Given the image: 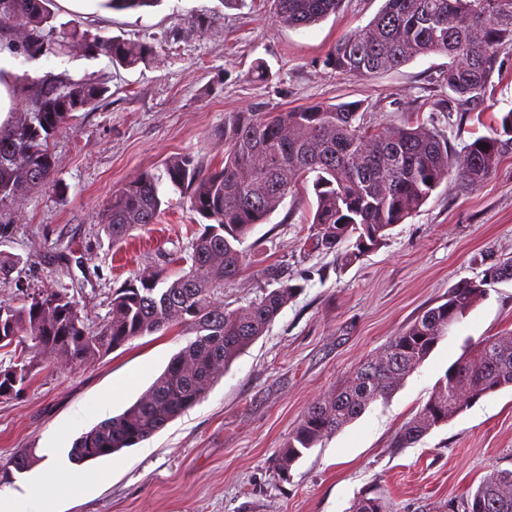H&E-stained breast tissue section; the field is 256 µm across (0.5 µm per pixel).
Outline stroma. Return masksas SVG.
<instances>
[{"mask_svg":"<svg viewBox=\"0 0 512 512\" xmlns=\"http://www.w3.org/2000/svg\"><path fill=\"white\" fill-rule=\"evenodd\" d=\"M382 0H342L319 24L291 28L275 0H162L155 7L81 14L56 0L59 21L151 46L134 68L73 49L35 60L12 57L16 78L47 72L78 79L95 73L109 91L50 142L64 193L47 189L0 205V252L17 257L0 280V304L23 294L68 288L99 322L113 287L152 269L177 276L173 257L203 231L180 192L163 186L158 223L112 243L99 214L114 190L176 154L219 164L224 116L280 112L316 103L358 101L373 125L435 126L449 149L490 134L512 110V51L481 107L441 112L448 59L421 55L371 75L340 74L326 64L337 41L367 25ZM265 77L253 75L257 62ZM316 197L298 185L248 237L249 265L224 286V305L244 308L261 295L266 266L281 267L302 290L243 351L202 401L151 439L121 453L69 465V478L46 512H351L367 491L393 512H451L462 494L512 469V389L482 398L448 425L407 448L392 447L400 427L428 400L464 350L512 331V280L495 284L448 330L428 359L388 398L304 452L289 478L277 454L307 407L350 381L391 336L449 289L476 280L486 263L512 257V154L481 184L449 176L428 201L361 260L312 246ZM187 343L177 332L146 335L91 362L46 357L26 393L0 402V467L20 448L67 454L104 416L136 401Z\"/></svg>","mask_w":512,"mask_h":512,"instance_id":"stroma-1","label":"stroma"}]
</instances>
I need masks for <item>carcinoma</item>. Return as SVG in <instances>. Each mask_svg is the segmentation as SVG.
Returning a JSON list of instances; mask_svg holds the SVG:
<instances>
[{
  "label": "carcinoma",
  "instance_id": "obj_1",
  "mask_svg": "<svg viewBox=\"0 0 512 512\" xmlns=\"http://www.w3.org/2000/svg\"><path fill=\"white\" fill-rule=\"evenodd\" d=\"M52 0H0V45L37 59L78 49L89 56L135 67L152 49L144 44L93 35L76 25H56ZM341 0H276L280 18L293 28L312 26L336 13ZM512 50V0H384L363 28L342 37L327 59L339 73L369 75L397 69L418 56L448 57L442 80L453 100L475 110L486 97L500 54ZM108 92L96 75L73 79L47 72L25 87L22 111L0 125V202L58 185L49 141L75 113L98 108ZM224 160L214 168L187 153L144 170L112 194L101 216L103 230L119 242L157 222L165 204L161 185L184 193L189 210L207 221L192 243L185 268L172 278L163 270L135 276L112 290L108 313L92 326L68 289L30 294L0 305V350L14 348L0 365V402L25 394L39 356L49 352L74 363L97 359L126 343L158 332L194 339L182 348L129 407L84 432L70 460L84 463L112 456L150 439L195 406L215 378L263 335L297 286L275 266L265 269L267 290L244 310L224 306V283L246 267L244 247L253 229L289 193L314 176L313 247L332 252L356 236L344 260L352 264L377 247L387 232L419 209L448 176L482 183L512 152V110L495 130L467 145V168L457 165L435 127H375L364 123L361 105L315 104L284 112H232L224 116ZM491 283L464 281L442 304L430 308L391 337L383 352L364 361L351 382L310 404L276 457L286 478L303 452L360 417L390 395L429 357L448 328L482 300ZM512 387V334L484 338L461 356L426 403L394 436L407 448L448 424L469 403ZM38 462L22 448L10 460L18 473ZM351 512H390L383 497L367 493ZM456 512H512V471L480 483L461 497Z\"/></svg>",
  "mask_w": 512,
  "mask_h": 512
}]
</instances>
